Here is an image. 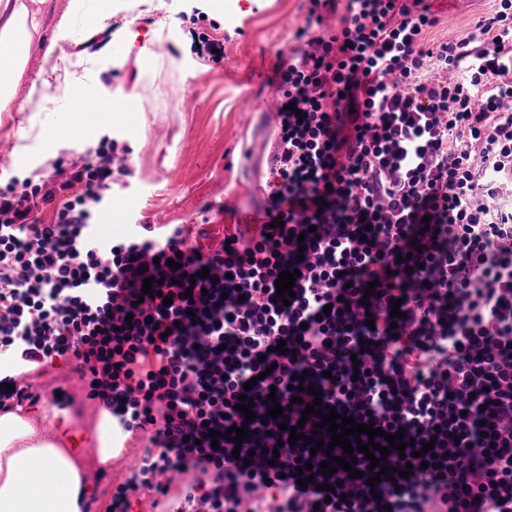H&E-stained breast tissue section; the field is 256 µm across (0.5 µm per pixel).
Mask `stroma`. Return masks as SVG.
<instances>
[{"instance_id": "stroma-1", "label": "stroma", "mask_w": 512, "mask_h": 512, "mask_svg": "<svg viewBox=\"0 0 512 512\" xmlns=\"http://www.w3.org/2000/svg\"><path fill=\"white\" fill-rule=\"evenodd\" d=\"M141 14L119 12L106 22L107 34L135 31L133 45L101 52L81 64L93 98L135 93L131 111L83 135L51 140L47 113L28 102L32 82L41 81L46 53L78 63L77 43L50 47L55 26L70 15V0H47L39 35L30 47L26 70L14 89L10 112L0 114V138L12 140L15 160H0V182H40L59 161H74L88 150L115 140L132 149L135 174L115 185L112 208L100 216L106 236L129 233L134 225L164 222L184 225L189 245L210 246L224 227L248 230V216L265 204L262 176L267 167L273 119L267 101L276 91L275 71L289 51L300 47L308 0H224L214 12L210 0H152ZM490 0H432L438 24L430 39L463 38ZM224 46L216 63L198 51L199 37ZM158 56L157 67L141 73L143 54ZM28 382L37 384L45 408L58 391L83 408L78 431L90 434L101 417L83 403L79 376L69 368L32 367ZM147 441L136 435L104 467L105 477L91 490L106 504L108 482L122 478Z\"/></svg>"}]
</instances>
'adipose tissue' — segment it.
<instances>
[{"label": "adipose tissue", "instance_id": "obj_1", "mask_svg": "<svg viewBox=\"0 0 512 512\" xmlns=\"http://www.w3.org/2000/svg\"><path fill=\"white\" fill-rule=\"evenodd\" d=\"M122 0H71V12L81 22L83 39L104 32L107 20ZM47 0H0V112L7 111L24 60L40 31ZM29 99L42 111L64 112L68 129L85 131L90 123L112 119V102L90 100L84 77L73 74L59 94L31 84ZM72 435L45 437L28 419L14 411L0 414V512H80L79 500L92 482ZM58 486L44 496L45 482Z\"/></svg>", "mask_w": 512, "mask_h": 512}]
</instances>
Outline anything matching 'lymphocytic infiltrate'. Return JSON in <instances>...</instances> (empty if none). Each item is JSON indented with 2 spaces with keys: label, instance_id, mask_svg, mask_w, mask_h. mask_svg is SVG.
<instances>
[{
  "label": "lymphocytic infiltrate",
  "instance_id": "lymphocytic-infiltrate-1",
  "mask_svg": "<svg viewBox=\"0 0 512 512\" xmlns=\"http://www.w3.org/2000/svg\"><path fill=\"white\" fill-rule=\"evenodd\" d=\"M437 23L426 0H347L341 29L289 56L250 239L102 235L112 183L134 174L114 142L0 188V410L37 402L21 371L59 360L113 443L147 434L104 512L168 499L179 477L176 512H512V0L460 39L428 40ZM317 390L322 412L414 440L420 456L385 460L409 477L369 486L361 452L359 477L324 476L345 451L306 441L328 436L303 414Z\"/></svg>",
  "mask_w": 512,
  "mask_h": 512
}]
</instances>
